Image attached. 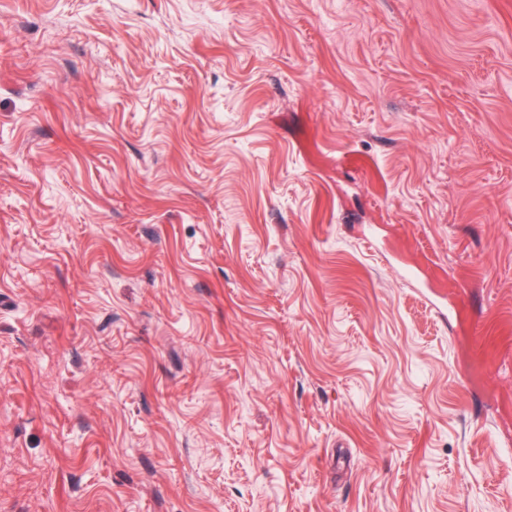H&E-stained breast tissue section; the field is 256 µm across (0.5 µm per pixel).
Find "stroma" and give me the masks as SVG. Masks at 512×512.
I'll list each match as a JSON object with an SVG mask.
<instances>
[{"mask_svg": "<svg viewBox=\"0 0 512 512\" xmlns=\"http://www.w3.org/2000/svg\"><path fill=\"white\" fill-rule=\"evenodd\" d=\"M0 512H512V0H0Z\"/></svg>", "mask_w": 512, "mask_h": 512, "instance_id": "1", "label": "stroma"}]
</instances>
